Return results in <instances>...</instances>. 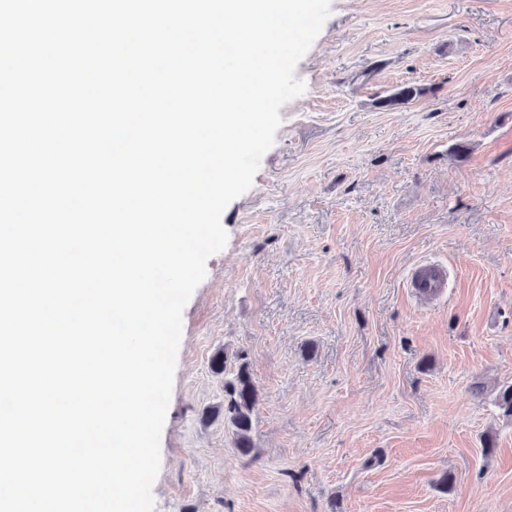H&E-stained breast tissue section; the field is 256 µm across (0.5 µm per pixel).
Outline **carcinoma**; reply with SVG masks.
I'll return each mask as SVG.
<instances>
[{"mask_svg":"<svg viewBox=\"0 0 512 512\" xmlns=\"http://www.w3.org/2000/svg\"><path fill=\"white\" fill-rule=\"evenodd\" d=\"M425 94L424 89L415 85H404L382 100L386 106L406 104ZM214 373L224 375V404L216 413L224 414V421L234 429V445L246 456L252 448L250 432L252 414L258 402L259 391L248 370L247 364L240 362L236 369L227 372V359L224 351H216L210 360Z\"/></svg>","mask_w":512,"mask_h":512,"instance_id":"cac0c4a2","label":"carcinoma"}]
</instances>
